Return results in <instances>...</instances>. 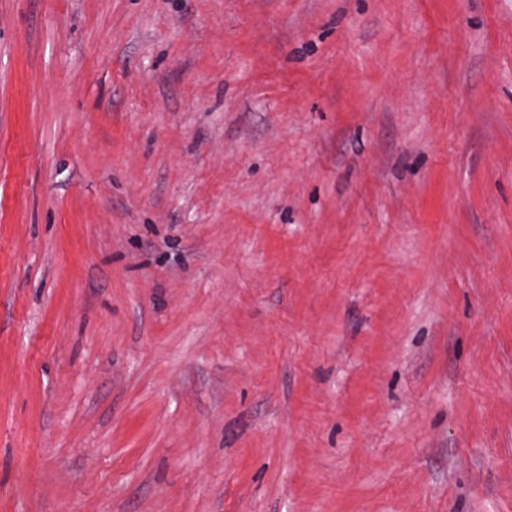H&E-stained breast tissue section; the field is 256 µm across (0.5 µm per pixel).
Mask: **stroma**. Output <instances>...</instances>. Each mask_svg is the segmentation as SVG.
Segmentation results:
<instances>
[{
	"instance_id": "1",
	"label": "stroma",
	"mask_w": 512,
	"mask_h": 512,
	"mask_svg": "<svg viewBox=\"0 0 512 512\" xmlns=\"http://www.w3.org/2000/svg\"><path fill=\"white\" fill-rule=\"evenodd\" d=\"M0 512H512V0H0Z\"/></svg>"
}]
</instances>
